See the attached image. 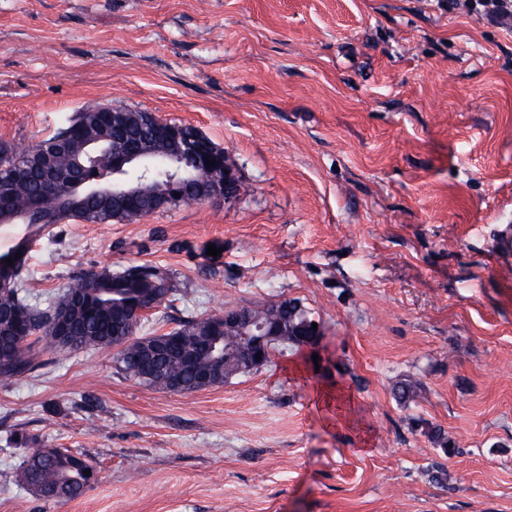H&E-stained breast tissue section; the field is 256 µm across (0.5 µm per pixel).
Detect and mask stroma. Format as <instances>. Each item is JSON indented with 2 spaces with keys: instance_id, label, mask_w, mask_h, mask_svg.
I'll use <instances>...</instances> for the list:
<instances>
[{
  "instance_id": "35a3bbf8",
  "label": "stroma",
  "mask_w": 512,
  "mask_h": 512,
  "mask_svg": "<svg viewBox=\"0 0 512 512\" xmlns=\"http://www.w3.org/2000/svg\"><path fill=\"white\" fill-rule=\"evenodd\" d=\"M93 100L196 127L242 188L49 225L32 301L147 262L174 292L141 335L281 300L322 334L188 395L45 352L0 381V512H512V32L436 0H0V145ZM27 446L96 479L41 500Z\"/></svg>"
}]
</instances>
